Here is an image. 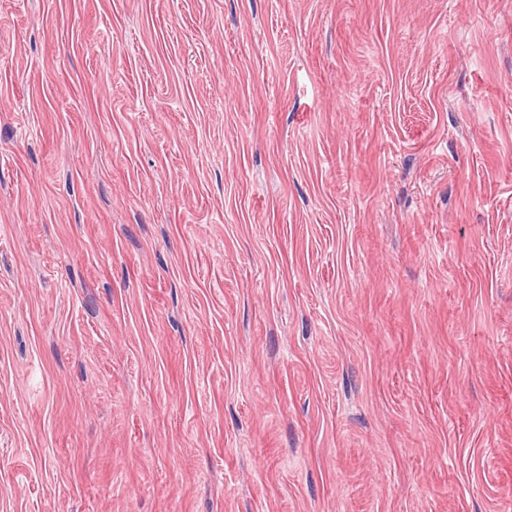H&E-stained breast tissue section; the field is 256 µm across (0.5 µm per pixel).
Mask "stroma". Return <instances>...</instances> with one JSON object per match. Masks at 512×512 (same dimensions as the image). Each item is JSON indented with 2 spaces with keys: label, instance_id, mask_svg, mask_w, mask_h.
Wrapping results in <instances>:
<instances>
[{
  "label": "stroma",
  "instance_id": "1",
  "mask_svg": "<svg viewBox=\"0 0 512 512\" xmlns=\"http://www.w3.org/2000/svg\"><path fill=\"white\" fill-rule=\"evenodd\" d=\"M0 512H512V0H0Z\"/></svg>",
  "mask_w": 512,
  "mask_h": 512
}]
</instances>
